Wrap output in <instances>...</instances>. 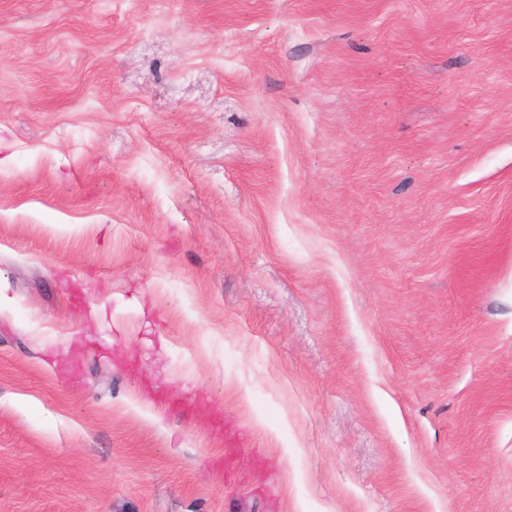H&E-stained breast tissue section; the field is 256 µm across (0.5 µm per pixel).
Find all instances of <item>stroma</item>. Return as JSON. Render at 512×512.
<instances>
[{
    "mask_svg": "<svg viewBox=\"0 0 512 512\" xmlns=\"http://www.w3.org/2000/svg\"><path fill=\"white\" fill-rule=\"evenodd\" d=\"M0 290V512H512V0H0Z\"/></svg>",
    "mask_w": 512,
    "mask_h": 512,
    "instance_id": "obj_1",
    "label": "stroma"
}]
</instances>
